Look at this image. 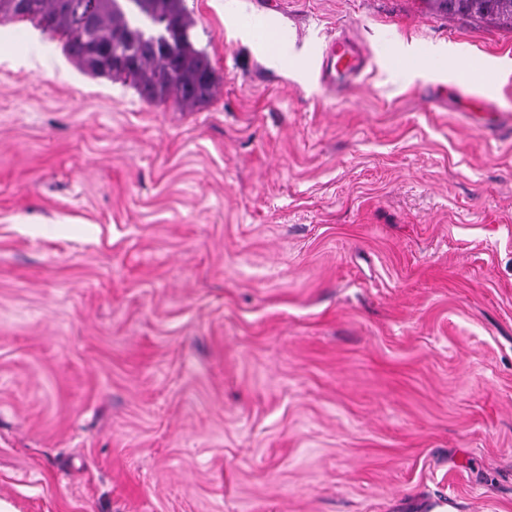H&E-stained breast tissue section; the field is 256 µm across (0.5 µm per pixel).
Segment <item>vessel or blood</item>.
<instances>
[{
    "label": "vessel or blood",
    "mask_w": 512,
    "mask_h": 512,
    "mask_svg": "<svg viewBox=\"0 0 512 512\" xmlns=\"http://www.w3.org/2000/svg\"><path fill=\"white\" fill-rule=\"evenodd\" d=\"M320 80L340 90L358 81L369 62V54L356 36L346 34L332 40L321 53Z\"/></svg>",
    "instance_id": "b4317fda"
}]
</instances>
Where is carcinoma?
Returning a JSON list of instances; mask_svg holds the SVG:
<instances>
[{
	"label": "carcinoma",
	"mask_w": 512,
	"mask_h": 512,
	"mask_svg": "<svg viewBox=\"0 0 512 512\" xmlns=\"http://www.w3.org/2000/svg\"><path fill=\"white\" fill-rule=\"evenodd\" d=\"M450 15L512 31V0H435ZM27 21L64 38L67 56L92 76L131 83L150 103L192 109L216 78L190 39L184 0H0V24Z\"/></svg>",
	"instance_id": "carcinoma-1"
}]
</instances>
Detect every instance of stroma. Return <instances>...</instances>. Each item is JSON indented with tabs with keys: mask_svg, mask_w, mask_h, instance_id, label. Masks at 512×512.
I'll return each mask as SVG.
<instances>
[{
	"mask_svg": "<svg viewBox=\"0 0 512 512\" xmlns=\"http://www.w3.org/2000/svg\"><path fill=\"white\" fill-rule=\"evenodd\" d=\"M239 3L184 0L190 112L0 24V507L512 512V31ZM345 31L371 60L336 96ZM320 80L340 91L358 81L368 66L369 54L356 36L346 34L332 40L321 53Z\"/></svg>",
	"mask_w": 512,
	"mask_h": 512,
	"instance_id": "35a3bbf8",
	"label": "stroma"
}]
</instances>
